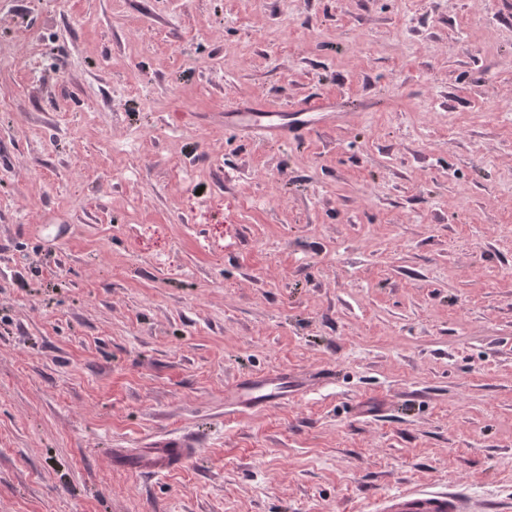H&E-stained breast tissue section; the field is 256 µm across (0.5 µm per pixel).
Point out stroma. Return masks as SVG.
Masks as SVG:
<instances>
[{"label":"stroma","instance_id":"1","mask_svg":"<svg viewBox=\"0 0 512 512\" xmlns=\"http://www.w3.org/2000/svg\"><path fill=\"white\" fill-rule=\"evenodd\" d=\"M31 45L0 60V512H512V0H0ZM308 97L338 115L304 140L224 129ZM281 369L333 377L225 412ZM179 434L181 470L112 464ZM324 376L299 381L288 377V370L239 378L224 389V406L244 412L288 403L303 389L324 380ZM462 501L453 492L433 488L404 489L375 498L365 512H461Z\"/></svg>","mask_w":512,"mask_h":512}]
</instances>
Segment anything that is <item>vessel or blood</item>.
Returning <instances> with one entry per match:
<instances>
[{"label": "vessel or blood", "instance_id": "obj_1", "mask_svg": "<svg viewBox=\"0 0 512 512\" xmlns=\"http://www.w3.org/2000/svg\"><path fill=\"white\" fill-rule=\"evenodd\" d=\"M325 105V100L316 99L290 114L244 107L225 113L224 128L232 132L250 129L263 140L305 138L327 119ZM305 387V382L289 377L284 370L250 375L225 388L224 405L235 412L281 405L297 397ZM198 453L196 440L188 436L157 439L144 448L110 451L113 465L149 475L181 469ZM462 509V502L455 493L415 488L377 497L365 512H462Z\"/></svg>", "mask_w": 512, "mask_h": 512}]
</instances>
